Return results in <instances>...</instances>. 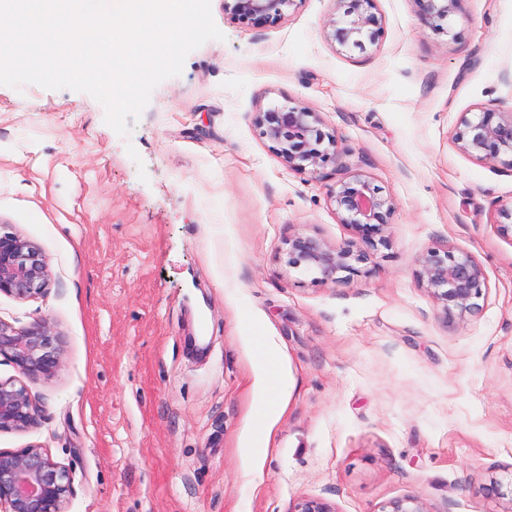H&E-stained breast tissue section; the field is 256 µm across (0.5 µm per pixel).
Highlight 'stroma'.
<instances>
[{
    "label": "stroma",
    "instance_id": "stroma-1",
    "mask_svg": "<svg viewBox=\"0 0 512 512\" xmlns=\"http://www.w3.org/2000/svg\"><path fill=\"white\" fill-rule=\"evenodd\" d=\"M333 0L230 20L152 92L128 136L69 89L0 85V230L40 247L50 277L0 321L46 320L61 369L26 379L31 443L76 471L69 512H428L512 507V170L453 140L461 113L512 107V0H461L448 31L414 0H376L366 51L332 40ZM303 104L341 166L289 170L255 118ZM362 175L397 210L386 244L343 282L289 267L297 234L353 240L330 193ZM482 267L478 308L447 319L418 259ZM289 387L265 445L250 437L257 339Z\"/></svg>",
    "mask_w": 512,
    "mask_h": 512
}]
</instances>
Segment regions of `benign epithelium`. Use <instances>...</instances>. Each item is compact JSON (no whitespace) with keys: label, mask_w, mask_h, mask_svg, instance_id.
Instances as JSON below:
<instances>
[{"label":"benign epithelium","mask_w":512,"mask_h":512,"mask_svg":"<svg viewBox=\"0 0 512 512\" xmlns=\"http://www.w3.org/2000/svg\"><path fill=\"white\" fill-rule=\"evenodd\" d=\"M295 0H224L231 20L259 25L281 18ZM335 15L328 21V35L347 48L361 51L375 43L380 20L375 0H334ZM460 0H415L421 19L440 29L458 8ZM256 124L275 145L281 161L294 171L315 173L340 164L335 136L323 130L318 112L302 105L259 112ZM454 143L459 151L486 163H501L512 170V109L483 107L475 116L460 115ZM340 223L349 225L361 239L390 224L396 200L363 177L342 182L331 192ZM286 264L316 274L321 283H335L338 274L353 270V263L367 260L351 241L332 246L312 235L297 234L288 240ZM419 277L449 318L465 319L477 308L484 272L470 256L457 257L450 248L431 249L420 260ZM49 278L46 258L35 244L12 232H0V294L25 300L44 290ZM5 355L26 377L54 376L65 361V348L52 334L48 322L17 331L0 321V356ZM40 409L26 386L0 380V432H23L35 424ZM71 468L54 461L42 446L31 443L14 450L0 449V512H68L73 495ZM291 512H335L320 499H303ZM387 512H429L418 498L390 502Z\"/></svg>","instance_id":"obj_1"}]
</instances>
